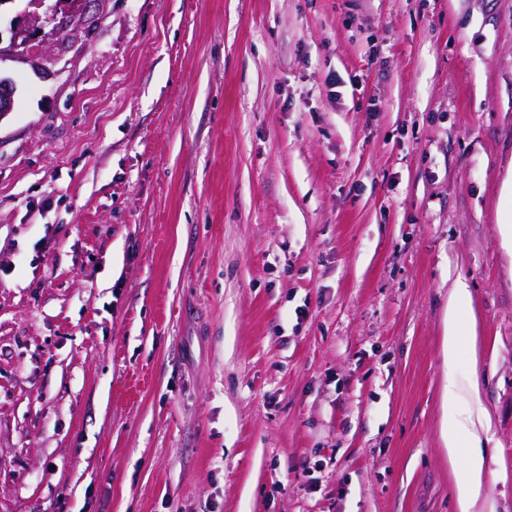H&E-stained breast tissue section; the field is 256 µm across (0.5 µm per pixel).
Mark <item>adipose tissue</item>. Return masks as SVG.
Wrapping results in <instances>:
<instances>
[{
    "mask_svg": "<svg viewBox=\"0 0 512 512\" xmlns=\"http://www.w3.org/2000/svg\"><path fill=\"white\" fill-rule=\"evenodd\" d=\"M468 296L467 289H454L448 300L446 334L443 338L444 362L450 372L443 399V436L449 455H456L462 447L467 450L465 456H460L466 476L455 488L459 512H474L486 495L487 477L481 451V436L490 428L484 410L466 412L461 408L462 390L466 389L471 395H478V380H471L468 387L464 388L455 378L462 355L473 357L477 354L475 339L465 337L456 317L458 307L467 301Z\"/></svg>",
    "mask_w": 512,
    "mask_h": 512,
    "instance_id": "obj_1",
    "label": "adipose tissue"
}]
</instances>
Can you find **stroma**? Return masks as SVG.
Here are the masks:
<instances>
[{
	"label": "stroma",
	"instance_id": "1",
	"mask_svg": "<svg viewBox=\"0 0 512 512\" xmlns=\"http://www.w3.org/2000/svg\"><path fill=\"white\" fill-rule=\"evenodd\" d=\"M0 62V512H457L443 315L512 512V0H83Z\"/></svg>",
	"mask_w": 512,
	"mask_h": 512
}]
</instances>
